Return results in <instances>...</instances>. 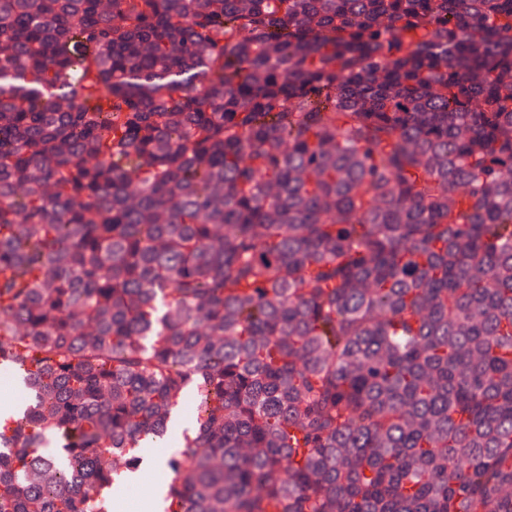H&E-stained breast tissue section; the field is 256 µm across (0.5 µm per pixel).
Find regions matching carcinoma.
Here are the masks:
<instances>
[{
  "instance_id": "cac0c4a2",
  "label": "carcinoma",
  "mask_w": 512,
  "mask_h": 512,
  "mask_svg": "<svg viewBox=\"0 0 512 512\" xmlns=\"http://www.w3.org/2000/svg\"><path fill=\"white\" fill-rule=\"evenodd\" d=\"M0 365V512H512V0H0ZM138 481V480H137ZM135 482H129L126 484H123L116 492L115 494L120 497V500L118 499V507L112 508V512H116V510H119L120 512H127V511H135V512H142L141 505L143 501L146 499V508H152L154 507L153 504H150L151 497L153 493L150 496H144L145 490H141L140 486L141 483Z\"/></svg>"
}]
</instances>
